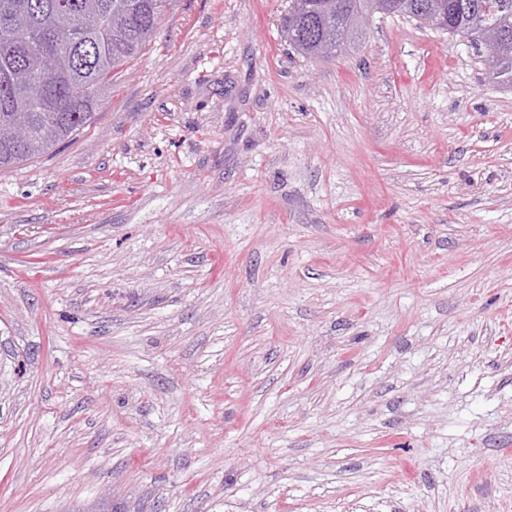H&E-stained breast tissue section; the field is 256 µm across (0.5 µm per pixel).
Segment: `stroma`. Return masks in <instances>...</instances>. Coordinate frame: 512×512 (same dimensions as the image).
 <instances>
[{"mask_svg":"<svg viewBox=\"0 0 512 512\" xmlns=\"http://www.w3.org/2000/svg\"><path fill=\"white\" fill-rule=\"evenodd\" d=\"M287 5L173 0L0 171V512H512V89Z\"/></svg>","mask_w":512,"mask_h":512,"instance_id":"obj_1","label":"stroma"}]
</instances>
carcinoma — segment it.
I'll return each mask as SVG.
<instances>
[{
	"label": "carcinoma",
	"instance_id": "cac0c4a2",
	"mask_svg": "<svg viewBox=\"0 0 512 512\" xmlns=\"http://www.w3.org/2000/svg\"><path fill=\"white\" fill-rule=\"evenodd\" d=\"M59 0H0L28 19L25 38L33 55L52 53V65L23 71L0 33V76L16 78L15 102L0 101V171L42 156L84 128L112 83V72L134 59L153 39L162 9L158 0H72L61 19ZM433 8L437 29L466 40L484 64V80L512 88V0H289L281 17L284 41L310 59L330 58L364 34L362 20L402 16L424 23ZM93 43L91 62L79 65L73 43ZM36 79L60 88L46 100L23 91Z\"/></svg>",
	"mask_w": 512,
	"mask_h": 512
}]
</instances>
